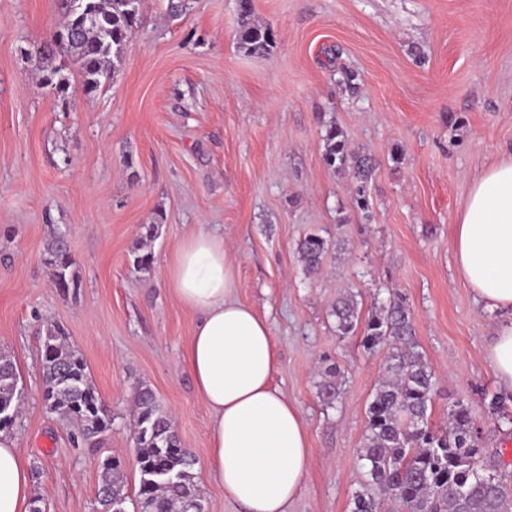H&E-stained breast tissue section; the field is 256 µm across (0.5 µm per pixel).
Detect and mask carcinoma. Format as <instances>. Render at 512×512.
<instances>
[{"mask_svg": "<svg viewBox=\"0 0 512 512\" xmlns=\"http://www.w3.org/2000/svg\"><path fill=\"white\" fill-rule=\"evenodd\" d=\"M84 6L93 21L81 23L76 13L64 10L67 21L40 45L38 54L46 60L61 53L75 58L83 91L94 92L110 73L111 64L122 59L137 19L138 0H84ZM238 7L242 17L236 33L238 47L248 53L269 51L274 45L271 29L248 20L252 0H238ZM44 79L59 93H68L70 82L61 69H51ZM323 140L325 164L351 169L356 182L353 204L367 207L365 189L374 168L372 159L353 152L348 138L333 126ZM328 249L327 241L315 234L298 243L300 261L308 271L318 269ZM50 255L56 286L76 287L70 271L73 261L63 238L52 242ZM332 316L337 336L346 338L359 331L364 349L388 348L383 379L367 407V431L358 458L368 481L354 497L353 512H384L388 502L402 505L406 512H512V487L491 470L471 407L459 402L448 411L444 426L430 423L438 379L419 350L406 295L394 292L386 299H374L368 318L362 321L356 296L346 294L337 298ZM41 342L45 403L87 443L111 420L106 405L89 379L83 357L64 343L60 330L46 329ZM327 376L319 398L333 406L341 399L337 379L342 371L334 367ZM18 382L14 362L0 353V431L8 428L1 416L13 420L18 411ZM485 398L492 413L512 424V395L494 392ZM135 424L139 512H185L191 504L203 512L192 473L194 458L148 386L136 391ZM98 498L103 512H126L125 470L107 460L100 465Z\"/></svg>", "mask_w": 512, "mask_h": 512, "instance_id": "carcinoma-1", "label": "carcinoma"}]
</instances>
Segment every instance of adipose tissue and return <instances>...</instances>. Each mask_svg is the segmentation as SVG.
I'll return each instance as SVG.
<instances>
[{
	"instance_id": "1",
	"label": "adipose tissue",
	"mask_w": 512,
	"mask_h": 512,
	"mask_svg": "<svg viewBox=\"0 0 512 512\" xmlns=\"http://www.w3.org/2000/svg\"><path fill=\"white\" fill-rule=\"evenodd\" d=\"M456 268L487 306L504 312L486 361L512 393V158L476 179L454 228ZM236 263L218 234L186 239L165 268L178 303L196 323L184 353L211 412L206 475L241 512H287L309 471L311 448L297 406L272 383L270 326L232 294ZM25 459L0 433V512H28Z\"/></svg>"
}]
</instances>
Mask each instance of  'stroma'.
Masks as SVG:
<instances>
[{
  "instance_id": "stroma-1",
  "label": "stroma",
  "mask_w": 512,
  "mask_h": 512,
  "mask_svg": "<svg viewBox=\"0 0 512 512\" xmlns=\"http://www.w3.org/2000/svg\"><path fill=\"white\" fill-rule=\"evenodd\" d=\"M271 28L267 53L240 50L238 0H140L113 79L58 96L37 54L62 21L61 0H0V352L23 397L8 434L43 512H101L103 460L133 465L136 390L150 387L196 458L204 512H238L204 478L211 415L183 355L195 316L165 267L191 234L223 235L237 261L233 294L266 318L273 384L300 410L311 463L288 512H352L366 477L357 450L386 348L336 334L331 311L356 294L368 317L396 288L439 383L431 419L468 403L488 460L512 479V426L485 407L486 365L502 312L476 300L455 267L453 229L473 181L512 155V0H252ZM375 163L367 210L349 171L323 161L328 126ZM158 223L143 241L145 225ZM65 235L77 280L54 287L47 249ZM330 248L308 273L297 245ZM153 263L132 264L137 246ZM60 327L112 415L97 444L74 443L46 409L42 348ZM344 370L343 398L318 387ZM329 380H325L318 394L320 400L327 406H333L341 399L342 392L338 386L337 379L344 376L340 368L335 366L327 371Z\"/></svg>"
}]
</instances>
